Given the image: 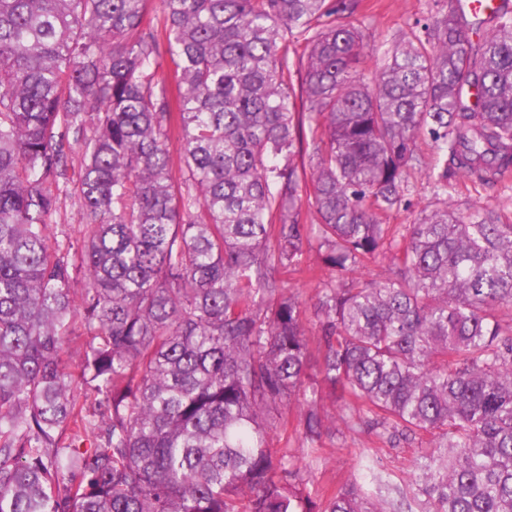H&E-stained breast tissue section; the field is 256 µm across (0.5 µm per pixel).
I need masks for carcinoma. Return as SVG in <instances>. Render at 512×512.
Segmentation results:
<instances>
[{
    "instance_id": "cac0c4a2",
    "label": "carcinoma",
    "mask_w": 512,
    "mask_h": 512,
    "mask_svg": "<svg viewBox=\"0 0 512 512\" xmlns=\"http://www.w3.org/2000/svg\"><path fill=\"white\" fill-rule=\"evenodd\" d=\"M147 2L0 0V512H398L275 455L287 399L320 439L321 386L347 430L435 437L423 512H512V224L448 192L512 173V0H440L369 78L359 0ZM71 183L77 247L47 235ZM312 246L313 375L274 276ZM434 204L432 186L427 177L424 173H416L409 180L400 209L393 211L387 217H383L382 222L385 224H397L398 227L413 224L424 207ZM392 267V254L387 251L360 267L356 275L365 280H379L383 278Z\"/></svg>"
}]
</instances>
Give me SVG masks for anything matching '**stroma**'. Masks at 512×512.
Masks as SVG:
<instances>
[{"label": "stroma", "instance_id": "stroma-1", "mask_svg": "<svg viewBox=\"0 0 512 512\" xmlns=\"http://www.w3.org/2000/svg\"><path fill=\"white\" fill-rule=\"evenodd\" d=\"M434 11V0H360L354 15H340L336 21L362 24L369 44L383 51L392 42L409 36L416 24L426 23ZM454 200L464 207L495 208L501 212L504 222L512 224V175L491 188L471 182L457 184ZM433 202L427 177L414 174L400 209L390 213L386 221L400 226L414 223L420 211ZM287 281L304 304L311 361L319 363L323 344L314 308L317 284L299 272L288 274ZM299 418L296 402L280 404L276 427L271 433L272 446L277 454L288 456L313 498H321L324 492L354 481L365 489L380 490L383 498L402 501L406 512H420L422 497L411 483V463L429 450L432 435L423 434L391 444L371 429L350 432L339 427L326 431L316 443L309 444L302 439Z\"/></svg>", "mask_w": 512, "mask_h": 512}]
</instances>
